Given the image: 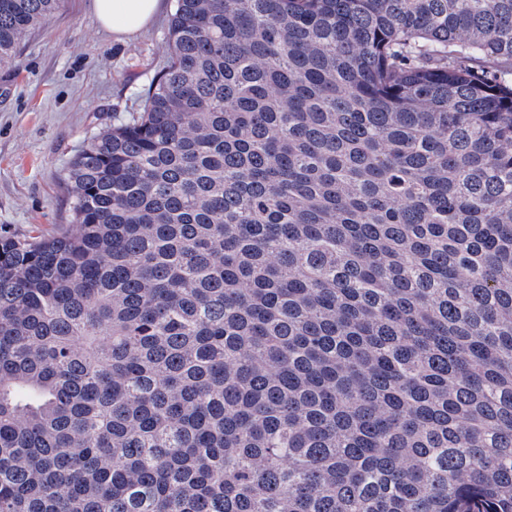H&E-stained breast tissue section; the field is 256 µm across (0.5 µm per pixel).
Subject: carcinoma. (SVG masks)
I'll list each match as a JSON object with an SVG mask.
<instances>
[{
    "label": "carcinoma",
    "mask_w": 512,
    "mask_h": 512,
    "mask_svg": "<svg viewBox=\"0 0 512 512\" xmlns=\"http://www.w3.org/2000/svg\"><path fill=\"white\" fill-rule=\"evenodd\" d=\"M168 34L72 224L0 237V512H512V0Z\"/></svg>",
    "instance_id": "carcinoma-1"
}]
</instances>
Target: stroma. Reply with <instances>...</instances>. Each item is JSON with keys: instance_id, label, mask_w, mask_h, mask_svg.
Instances as JSON below:
<instances>
[{"instance_id": "35a3bbf8", "label": "stroma", "mask_w": 512, "mask_h": 512, "mask_svg": "<svg viewBox=\"0 0 512 512\" xmlns=\"http://www.w3.org/2000/svg\"><path fill=\"white\" fill-rule=\"evenodd\" d=\"M116 40L91 0H62L0 68V237L51 234L71 220L70 162L88 140L137 111L168 57L175 0Z\"/></svg>"}]
</instances>
